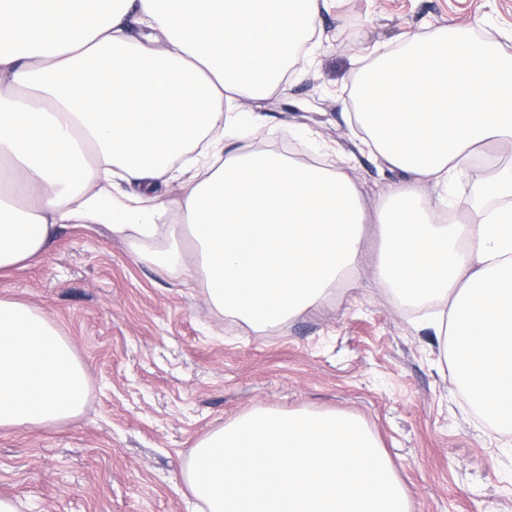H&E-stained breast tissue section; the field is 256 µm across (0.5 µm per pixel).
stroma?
<instances>
[{
  "label": "stroma",
  "mask_w": 512,
  "mask_h": 512,
  "mask_svg": "<svg viewBox=\"0 0 512 512\" xmlns=\"http://www.w3.org/2000/svg\"><path fill=\"white\" fill-rule=\"evenodd\" d=\"M463 24L512 54V0H342L321 9L311 59L283 89L246 100L224 149L298 137L300 154L341 158L366 205L385 170L350 126L353 76L375 49ZM164 239L61 224L39 255L0 270V299L39 309L74 346L90 385L77 416L0 428V498L20 512H191L190 450L257 408L338 411L378 437L411 512H512V433L478 415L451 379L428 322L372 275L379 239L365 225L360 274L265 332L207 299L203 276L161 267Z\"/></svg>",
  "instance_id": "obj_1"
}]
</instances>
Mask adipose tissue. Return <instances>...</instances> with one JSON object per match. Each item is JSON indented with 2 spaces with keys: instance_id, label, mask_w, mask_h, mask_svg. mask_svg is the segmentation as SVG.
I'll use <instances>...</instances> for the list:
<instances>
[{
  "instance_id": "obj_1",
  "label": "adipose tissue",
  "mask_w": 512,
  "mask_h": 512,
  "mask_svg": "<svg viewBox=\"0 0 512 512\" xmlns=\"http://www.w3.org/2000/svg\"><path fill=\"white\" fill-rule=\"evenodd\" d=\"M316 0H0V270L42 252L59 224L171 246L160 263L203 271L214 305L263 332L358 274L436 301L449 372L473 407L512 431V171L483 187L480 219L423 186L455 179L485 148L512 156V55L448 26L378 53L356 79L358 123L405 173L365 210L337 167L224 151L242 99L280 87L317 33ZM179 196L163 199L162 185ZM89 379L36 308L0 299V428L81 411Z\"/></svg>"
}]
</instances>
